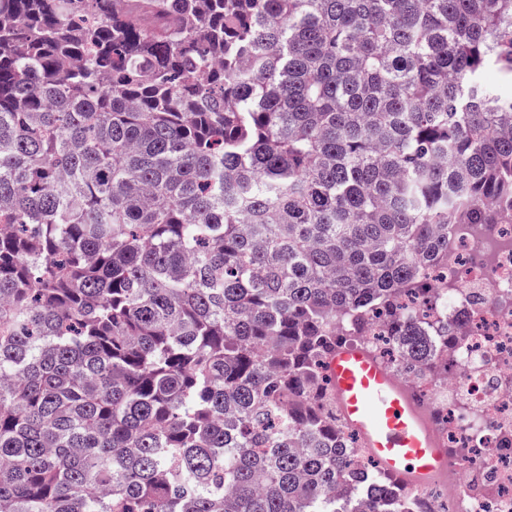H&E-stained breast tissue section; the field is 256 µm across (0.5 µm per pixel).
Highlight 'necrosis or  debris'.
Returning a JSON list of instances; mask_svg holds the SVG:
<instances>
[{"label":"necrosis or debris","instance_id":"obj_1","mask_svg":"<svg viewBox=\"0 0 512 512\" xmlns=\"http://www.w3.org/2000/svg\"><path fill=\"white\" fill-rule=\"evenodd\" d=\"M450 232L448 267L436 281L450 288L448 319L459 326L448 378L403 379L447 416L444 446L467 454L410 499L418 507L435 503L434 512H512V213Z\"/></svg>","mask_w":512,"mask_h":512}]
</instances>
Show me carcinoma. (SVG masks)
Masks as SVG:
<instances>
[{
  "label": "carcinoma",
  "instance_id": "carcinoma-1",
  "mask_svg": "<svg viewBox=\"0 0 512 512\" xmlns=\"http://www.w3.org/2000/svg\"><path fill=\"white\" fill-rule=\"evenodd\" d=\"M512 0H0V512H408L327 359L512 211Z\"/></svg>",
  "mask_w": 512,
  "mask_h": 512
}]
</instances>
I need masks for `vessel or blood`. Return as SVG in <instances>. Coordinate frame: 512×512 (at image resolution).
Returning a JSON list of instances; mask_svg holds the SVG:
<instances>
[{
    "instance_id": "b4317fda",
    "label": "vessel or blood",
    "mask_w": 512,
    "mask_h": 512,
    "mask_svg": "<svg viewBox=\"0 0 512 512\" xmlns=\"http://www.w3.org/2000/svg\"><path fill=\"white\" fill-rule=\"evenodd\" d=\"M328 371L341 419L383 471L408 490L447 476L448 450L430 411L394 371L355 344L337 346Z\"/></svg>"
}]
</instances>
